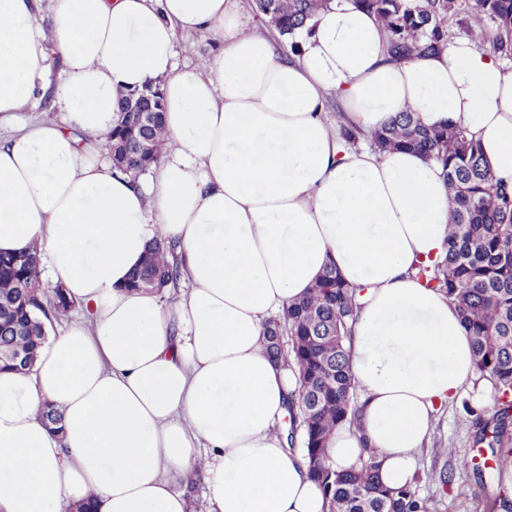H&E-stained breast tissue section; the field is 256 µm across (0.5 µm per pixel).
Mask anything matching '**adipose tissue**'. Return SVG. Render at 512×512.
<instances>
[{
	"label": "adipose tissue",
	"instance_id": "adipose-tissue-1",
	"mask_svg": "<svg viewBox=\"0 0 512 512\" xmlns=\"http://www.w3.org/2000/svg\"><path fill=\"white\" fill-rule=\"evenodd\" d=\"M39 2L0 0V122L47 91L57 112L0 142V253L38 245L45 287L83 315L47 325L32 370L0 371V512H189L174 482L199 465L208 512H329L279 435L296 378L263 330L330 263L360 306V413L329 458L349 470L373 453L383 484L410 482L435 406L476 376L456 307L415 274L444 246L448 189L419 154L344 148L324 99L367 134L405 110L464 126L512 186V64L469 39L391 62L353 0L298 30L290 63L241 0H49L46 27ZM205 34L211 56L179 63L178 37ZM151 84L168 149L135 179L103 144L119 93ZM159 233L190 283L171 304L128 286Z\"/></svg>",
	"mask_w": 512,
	"mask_h": 512
}]
</instances>
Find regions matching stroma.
Wrapping results in <instances>:
<instances>
[{
  "label": "stroma",
  "instance_id": "1",
  "mask_svg": "<svg viewBox=\"0 0 512 512\" xmlns=\"http://www.w3.org/2000/svg\"><path fill=\"white\" fill-rule=\"evenodd\" d=\"M470 408L485 420L484 434H477L471 426L466 414ZM499 432L512 440V419L506 429H499L494 389L488 380L475 379L433 416L428 441L415 456L419 494L433 497L437 512H457L462 503L469 512H512V477L497 470L490 448ZM463 452L474 456V470L457 473L450 484L440 485L438 473L448 457Z\"/></svg>",
  "mask_w": 512,
  "mask_h": 512
}]
</instances>
